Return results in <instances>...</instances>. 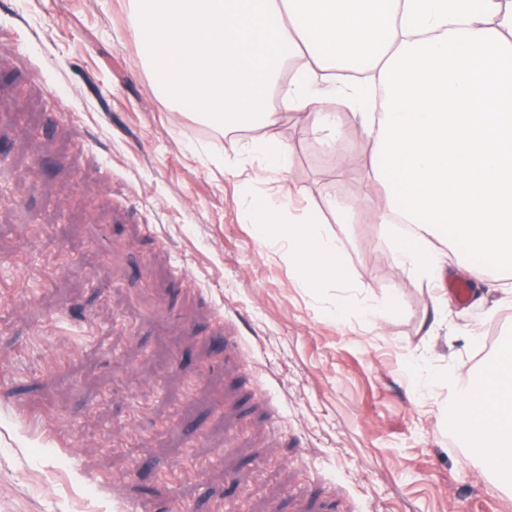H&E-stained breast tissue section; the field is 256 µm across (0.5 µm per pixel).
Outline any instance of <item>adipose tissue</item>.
Segmentation results:
<instances>
[{"mask_svg":"<svg viewBox=\"0 0 512 512\" xmlns=\"http://www.w3.org/2000/svg\"><path fill=\"white\" fill-rule=\"evenodd\" d=\"M131 30L175 103L227 127H272L304 115L336 151L342 95L374 144L397 260L436 285L450 242L468 271L512 269V0H135ZM260 158L254 180L285 172L288 148L253 139L236 161ZM261 238L289 246L303 287L346 284L343 245L321 219L286 223L249 202ZM492 476L512 471V360L488 366L453 397Z\"/></svg>","mask_w":512,"mask_h":512,"instance_id":"ef3b65f1","label":"adipose tissue"}]
</instances>
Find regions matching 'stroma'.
Masks as SVG:
<instances>
[{
  "mask_svg": "<svg viewBox=\"0 0 512 512\" xmlns=\"http://www.w3.org/2000/svg\"><path fill=\"white\" fill-rule=\"evenodd\" d=\"M130 8L0 0V512H512L448 435L451 386L512 338V273L449 265L472 297L434 313L353 120L342 163L285 111L261 134L289 171L225 170L248 132L174 111ZM254 195L321 212L349 285L302 287Z\"/></svg>",
  "mask_w": 512,
  "mask_h": 512,
  "instance_id": "1",
  "label": "stroma"
}]
</instances>
